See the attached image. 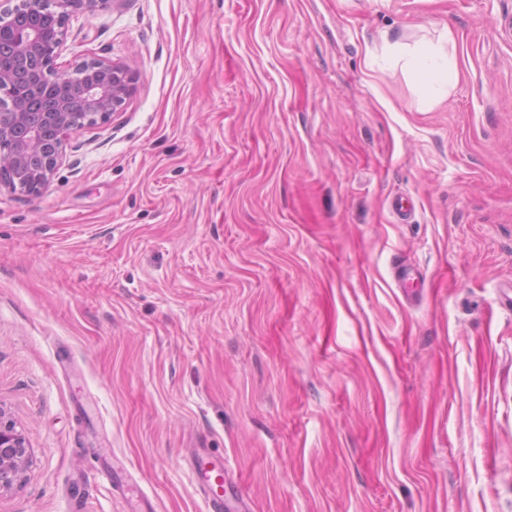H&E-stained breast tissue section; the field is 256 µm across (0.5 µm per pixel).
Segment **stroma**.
<instances>
[{
  "instance_id": "obj_1",
  "label": "stroma",
  "mask_w": 512,
  "mask_h": 512,
  "mask_svg": "<svg viewBox=\"0 0 512 512\" xmlns=\"http://www.w3.org/2000/svg\"><path fill=\"white\" fill-rule=\"evenodd\" d=\"M90 58L135 95L0 191V512H208L194 446L251 512H512V0H115ZM30 448L13 424L0 412V490L14 486L22 464L30 457Z\"/></svg>"
}]
</instances>
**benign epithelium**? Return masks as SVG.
<instances>
[{"instance_id":"benign-epithelium-1","label":"benign epithelium","mask_w":512,"mask_h":512,"mask_svg":"<svg viewBox=\"0 0 512 512\" xmlns=\"http://www.w3.org/2000/svg\"><path fill=\"white\" fill-rule=\"evenodd\" d=\"M112 0L0 4V190L39 195L66 155L67 137L105 124L134 95L136 71L97 58L59 72L72 17ZM30 448L0 414V490L14 486Z\"/></svg>"}]
</instances>
